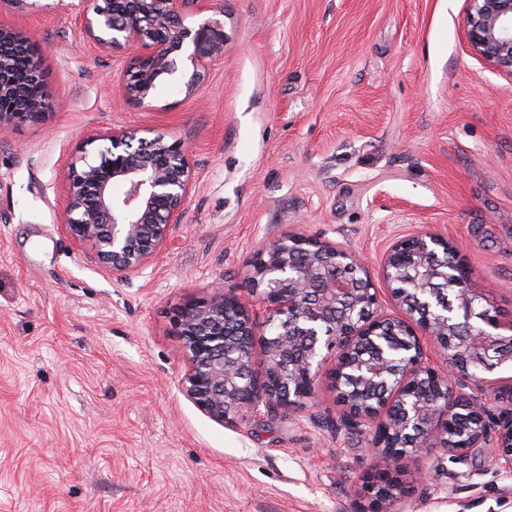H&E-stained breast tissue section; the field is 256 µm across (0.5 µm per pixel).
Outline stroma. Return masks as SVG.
Instances as JSON below:
<instances>
[{
	"instance_id": "1",
	"label": "stroma",
	"mask_w": 512,
	"mask_h": 512,
	"mask_svg": "<svg viewBox=\"0 0 512 512\" xmlns=\"http://www.w3.org/2000/svg\"><path fill=\"white\" fill-rule=\"evenodd\" d=\"M465 0H211L186 16L223 41L195 93L129 101L132 53L83 41L80 0H0L33 32L44 121L0 135V512H362L371 420L314 401L241 425L182 390L173 319L211 285L245 286L263 246L299 232L381 269L399 240L459 248L470 286L512 320V77L464 38ZM218 26L203 28L205 18ZM165 129L195 187L159 258L103 268L62 227L60 172L84 137ZM392 512H512V466L434 453Z\"/></svg>"
}]
</instances>
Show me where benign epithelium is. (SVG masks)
<instances>
[{"mask_svg": "<svg viewBox=\"0 0 512 512\" xmlns=\"http://www.w3.org/2000/svg\"><path fill=\"white\" fill-rule=\"evenodd\" d=\"M79 34L108 50L132 48L123 73L128 99L148 106L158 77L192 92L224 44L201 42L188 27L205 0H84ZM465 37L489 68L512 77V0H468ZM30 33L0 26V133L40 122L50 108L40 54ZM28 58L19 72L17 61ZM86 150L62 177L63 226L98 263L130 273L150 265L181 223L195 186L187 150L160 130L114 127L84 140ZM116 184L125 187L116 196ZM382 275L404 315H376L377 293L355 254L297 233L284 234L249 263L246 300L216 287L174 320L187 353L185 395L208 417L242 424L312 400L330 380L350 420L375 417L369 470L359 478L366 512H390L408 483L425 479L421 462L435 448L465 460L488 441V408L465 392L469 360L490 372L512 362V322L502 325L468 288L470 270L457 248L435 234L395 244ZM441 349L450 371L434 366L422 338ZM261 352L263 370L254 368ZM336 353L329 372L326 354ZM494 453L512 466V415L501 421Z\"/></svg>", "mask_w": 512, "mask_h": 512, "instance_id": "1", "label": "benign epithelium"}]
</instances>
